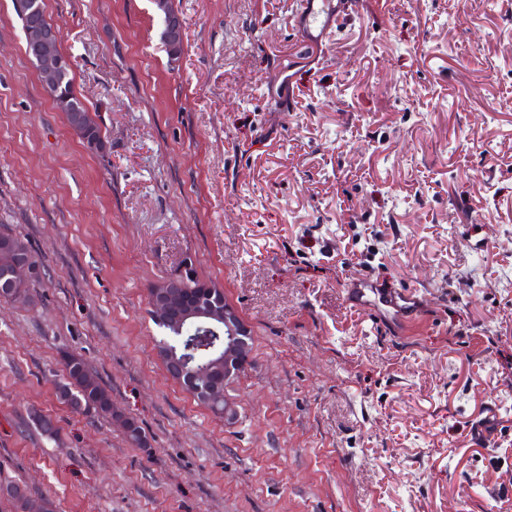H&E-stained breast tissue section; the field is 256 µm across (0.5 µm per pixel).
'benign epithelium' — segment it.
<instances>
[{
    "label": "benign epithelium",
    "mask_w": 512,
    "mask_h": 512,
    "mask_svg": "<svg viewBox=\"0 0 512 512\" xmlns=\"http://www.w3.org/2000/svg\"><path fill=\"white\" fill-rule=\"evenodd\" d=\"M157 9L165 12V34L163 40L171 50L180 46L184 35V24L177 13L166 11L167 0H153ZM18 8L32 17L26 29L25 54L37 60L38 74L42 86L48 95L53 97L66 76L73 71V62L60 48L62 32L50 22L39 19L42 12L41 0H18ZM7 265L12 267L9 279L0 283V295L13 300L22 296L32 281L42 276L39 263L29 254L15 252L9 255ZM164 288L161 299L154 300L151 308L163 316V321L172 324L193 323L195 328L192 339L186 344V356L178 361L173 360L168 367L179 374L184 373V365L193 360L200 351L211 349L208 342L219 332L212 327L214 315L211 308L201 301L183 293V277L176 275L161 282ZM250 336L248 326L238 311L230 304H224V385H229L234 377L250 362L246 354V338Z\"/></svg>",
    "instance_id": "1"
}]
</instances>
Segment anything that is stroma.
Returning a JSON list of instances; mask_svg holds the SVG:
<instances>
[{"mask_svg":"<svg viewBox=\"0 0 512 512\" xmlns=\"http://www.w3.org/2000/svg\"><path fill=\"white\" fill-rule=\"evenodd\" d=\"M298 2L172 0L174 59L153 0H45L100 153L0 0V230L45 262L0 302V482L56 512H512V0H354L322 45ZM187 256L251 330L231 425L158 355L149 290ZM66 351L145 446L60 403ZM169 0H153L158 10L165 13V34L163 40L170 50L178 48L182 42L184 35V24L179 14L169 13L166 10V3ZM358 294L360 296V301H370L369 298L371 295L374 296L375 301L377 296L378 303L392 309V315L397 317L401 314V309H406L407 305L414 304V297L409 293L393 297L389 295V302L385 301L387 304H384L381 302V294L378 292V289L373 288V286L369 285L367 282L359 285ZM500 428L498 410L492 406L486 411L484 417L477 421L472 427V434L480 442L489 443L497 435Z\"/></svg>","mask_w":512,"mask_h":512,"instance_id":"35a3bbf8","label":"stroma"}]
</instances>
